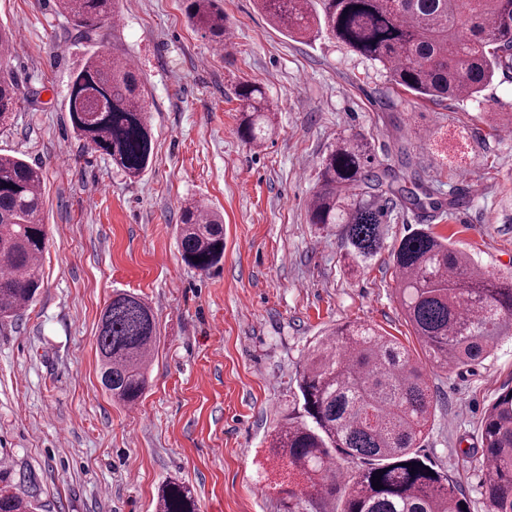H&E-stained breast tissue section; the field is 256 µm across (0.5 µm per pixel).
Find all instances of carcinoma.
<instances>
[{
    "label": "carcinoma",
    "instance_id": "cac0c4a2",
    "mask_svg": "<svg viewBox=\"0 0 512 512\" xmlns=\"http://www.w3.org/2000/svg\"><path fill=\"white\" fill-rule=\"evenodd\" d=\"M266 19L290 36L325 35L379 63L392 84L432 101L476 97L512 72V0H257ZM84 41L115 15V0H58ZM186 16L224 47V11L216 0H187ZM13 34L0 27V126L12 119L20 85L8 67ZM238 126L249 145L272 133L263 87L242 81ZM66 112L76 138L108 156L129 180L140 179L154 154V136L135 69L105 52L87 54L75 73ZM406 172L374 163L368 142L343 134L319 164L309 208L312 224H337L352 263L363 266L383 247L385 205L400 199L443 204L405 186ZM43 169L0 154V320L19 315L43 288L46 250ZM182 260L207 273L224 258L221 216L185 203L176 234ZM399 301L429 361L459 370L489 356L512 335V274L497 276L452 242L419 228L393 250ZM158 339L151 305L124 290L100 313L95 348L101 383L112 399L137 403ZM303 414L289 415L270 434L266 460L288 467L314 512H470L448 475L420 455L434 420L427 373L395 337L359 323L333 327L319 338L298 380ZM486 473L480 494L486 512H512V390L497 393L480 421ZM383 474H377V471ZM380 481L383 488L372 486ZM157 512H197L191 488L169 481ZM37 505L0 465V512H36Z\"/></svg>",
    "mask_w": 512,
    "mask_h": 512
}]
</instances>
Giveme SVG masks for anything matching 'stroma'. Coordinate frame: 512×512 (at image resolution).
I'll return each instance as SVG.
<instances>
[{"label": "stroma", "instance_id": "35a3bbf8", "mask_svg": "<svg viewBox=\"0 0 512 512\" xmlns=\"http://www.w3.org/2000/svg\"><path fill=\"white\" fill-rule=\"evenodd\" d=\"M231 37L216 48L184 0H118L121 24L78 41L56 0H0L16 33L10 66L24 93L0 151L44 171L49 242L44 286L0 324V462L38 512H156L159 487L188 485L199 512H307L304 497L261 474L265 439L302 399L297 378L316 337L345 322L424 352L396 297L390 249L428 226L490 272L512 274V139L485 112L512 113V78L473 100L437 105L395 88L377 63L318 37L295 41L254 0H221ZM134 61L145 88L154 156L137 181L74 136L65 104L85 53ZM260 84L275 132L239 137V82ZM362 134L375 163L420 176L460 209L391 205L385 247L350 271L337 227L308 221L319 162L338 135ZM224 215V259L187 266L175 228L184 200ZM153 307L159 340L136 407L100 382L94 334L114 290ZM435 421L421 452L485 512L478 427L512 388V337L483 362L428 370Z\"/></svg>", "mask_w": 512, "mask_h": 512}]
</instances>
